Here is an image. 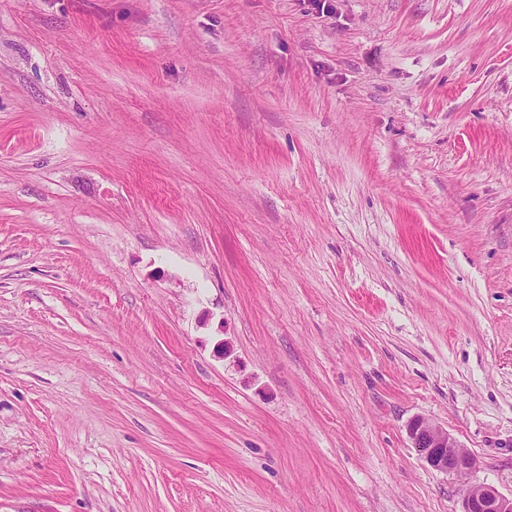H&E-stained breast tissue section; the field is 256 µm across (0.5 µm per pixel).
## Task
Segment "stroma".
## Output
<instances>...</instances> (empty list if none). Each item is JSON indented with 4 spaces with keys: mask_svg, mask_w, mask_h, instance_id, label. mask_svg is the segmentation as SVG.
I'll return each instance as SVG.
<instances>
[{
    "mask_svg": "<svg viewBox=\"0 0 512 512\" xmlns=\"http://www.w3.org/2000/svg\"><path fill=\"white\" fill-rule=\"evenodd\" d=\"M323 3L0 0V512L512 494V0ZM408 434L417 454L433 470L465 474L474 467L472 456L447 430L417 418L409 424Z\"/></svg>",
    "mask_w": 512,
    "mask_h": 512,
    "instance_id": "1",
    "label": "stroma"
}]
</instances>
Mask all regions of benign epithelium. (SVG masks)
<instances>
[{
    "mask_svg": "<svg viewBox=\"0 0 512 512\" xmlns=\"http://www.w3.org/2000/svg\"><path fill=\"white\" fill-rule=\"evenodd\" d=\"M408 434L413 448L430 468L465 474L474 467L472 456L447 430L416 418L409 424ZM462 512H512V495L505 496L492 486H468L463 492Z\"/></svg>",
    "mask_w": 512,
    "mask_h": 512,
    "instance_id": "1",
    "label": "benign epithelium"
}]
</instances>
